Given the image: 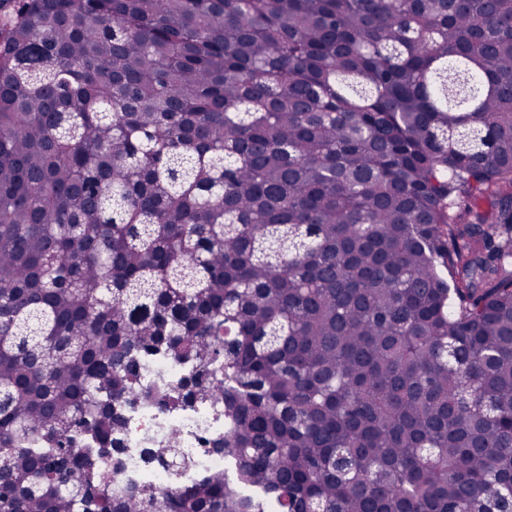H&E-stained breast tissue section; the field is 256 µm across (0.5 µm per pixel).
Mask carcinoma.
Here are the masks:
<instances>
[{"label":"carcinoma","mask_w":512,"mask_h":512,"mask_svg":"<svg viewBox=\"0 0 512 512\" xmlns=\"http://www.w3.org/2000/svg\"><path fill=\"white\" fill-rule=\"evenodd\" d=\"M130 395L224 406V467L113 497ZM0 474V512L512 510V0H0ZM141 372L144 384H163L169 389L178 388L183 377L180 367L169 361H148Z\"/></svg>","instance_id":"obj_1"}]
</instances>
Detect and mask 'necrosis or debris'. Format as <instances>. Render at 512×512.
<instances>
[{
  "label": "necrosis or debris",
  "mask_w": 512,
  "mask_h": 512,
  "mask_svg": "<svg viewBox=\"0 0 512 512\" xmlns=\"http://www.w3.org/2000/svg\"><path fill=\"white\" fill-rule=\"evenodd\" d=\"M127 417L119 464L105 459L98 463L111 481L113 495L142 485L159 489L170 487V479L149 466L146 450L166 440L174 431L180 434L178 457L186 465L188 474L205 471L215 464L212 444L224 437L223 409L200 407L180 412L138 403L129 407Z\"/></svg>",
  "instance_id": "obj_1"
}]
</instances>
